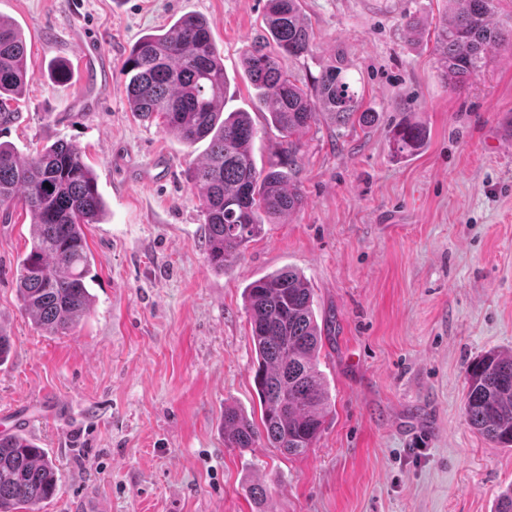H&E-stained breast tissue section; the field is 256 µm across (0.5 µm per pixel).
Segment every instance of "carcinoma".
Masks as SVG:
<instances>
[{"label":"carcinoma","instance_id":"cac0c4a2","mask_svg":"<svg viewBox=\"0 0 512 512\" xmlns=\"http://www.w3.org/2000/svg\"><path fill=\"white\" fill-rule=\"evenodd\" d=\"M493 0H447L451 18L434 25L439 75L461 88L480 71L488 49L512 47L490 20ZM267 35L245 54L243 73L259 108L285 138L268 168H257V128L248 112H224L229 79L208 22L184 14L168 28L141 37L125 59L122 75L133 114L156 121L188 146L208 142L204 161L190 172L205 224L206 258L219 271L273 223L301 208L304 197L291 183L300 139L326 118L341 127H364L376 113L343 68L332 66L302 84L283 64L311 50L309 26L298 0H267ZM275 44L276 50L269 49ZM28 82L21 29L0 16V124L15 117L11 101ZM425 126L405 119L389 132V150L405 158L421 150ZM20 206L30 215L31 247L16 269L21 308L46 335L66 334L91 310L86 278L91 268L84 226L106 213L97 179L80 148L57 141L31 158L0 143V212ZM256 353L255 384L262 428L232 406L224 407V445L268 446L298 456L319 439L331 398L320 369L323 333L314 289L300 271L284 267L250 282L244 291ZM465 417L482 436L512 447V352L491 351L465 371ZM58 470L48 452L21 433L0 437V512H34L54 498Z\"/></svg>","mask_w":512,"mask_h":512}]
</instances>
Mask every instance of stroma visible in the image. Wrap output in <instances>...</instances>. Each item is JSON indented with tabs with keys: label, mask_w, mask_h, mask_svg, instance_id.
Returning a JSON list of instances; mask_svg holds the SVG:
<instances>
[{
	"label": "stroma",
	"mask_w": 512,
	"mask_h": 512,
	"mask_svg": "<svg viewBox=\"0 0 512 512\" xmlns=\"http://www.w3.org/2000/svg\"><path fill=\"white\" fill-rule=\"evenodd\" d=\"M266 0H0L26 38L33 77L0 142L25 158L77 145L108 215L84 228L93 256L90 313L49 336L22 313L15 270L30 216L0 221V435L25 433L58 466L40 512H495L512 486V448L464 415L465 369L512 351V50L497 47L459 92L438 73L432 38L443 0H300L310 53L286 60L301 82L343 66L377 114L368 128L321 121L302 139L297 212L268 224L224 271L204 253L188 146L128 108L121 69L134 43L186 13L210 23L230 79L224 109L249 112L268 166L282 135L256 106L244 52L263 33ZM97 27L111 78L87 73L83 25ZM426 147L392 157L401 116ZM169 179H151L156 157ZM333 317L321 365L334 403L314 446L285 456L224 445V408L259 419L243 291L283 267Z\"/></svg>",
	"instance_id": "stroma-1"
}]
</instances>
